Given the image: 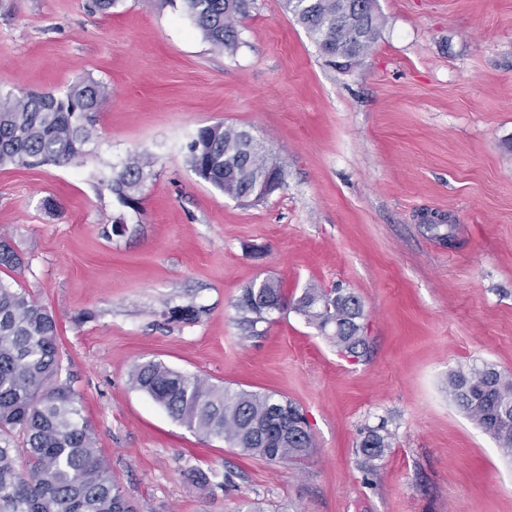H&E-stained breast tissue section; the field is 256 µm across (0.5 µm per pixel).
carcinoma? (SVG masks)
Instances as JSON below:
<instances>
[{
	"label": "carcinoma",
	"instance_id": "1",
	"mask_svg": "<svg viewBox=\"0 0 512 512\" xmlns=\"http://www.w3.org/2000/svg\"><path fill=\"white\" fill-rule=\"evenodd\" d=\"M183 8L203 37L220 51L239 46L237 22L249 16L253 0H182ZM325 61L336 65V51L348 45L353 25L364 20L372 37L379 34L374 12H358L357 0H285ZM110 95L91 78L71 83L61 94L9 93L0 99V167L62 166L86 155L93 137L92 114ZM254 150L258 166L270 164L285 186V173L269 161L265 147L244 138V129L222 122L198 129L189 146L192 170L220 192L239 202L259 201L255 185L261 173L241 168L240 158ZM150 162L133 156L125 166L99 179L125 207L134 208L150 175ZM23 258L0 238V269L17 271ZM241 309L254 314V328L267 308L287 299L280 281L268 280L257 293L244 290ZM355 294L335 288L330 296L306 288L294 303L338 351L363 356L364 306ZM134 386L190 430L223 439L244 453L283 463L310 456L314 444L309 422L294 403L273 394L232 392L199 376L185 375L160 362L138 365ZM448 395L498 447L512 456V374L488 364H474L448 376ZM390 447L382 428H370L360 442L369 461ZM0 512H135L97 454L94 434L82 415L79 396L61 380L54 315L20 285L0 281Z\"/></svg>",
	"mask_w": 512,
	"mask_h": 512
}]
</instances>
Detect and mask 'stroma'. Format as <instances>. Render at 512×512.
Masks as SVG:
<instances>
[{
	"instance_id": "stroma-1",
	"label": "stroma",
	"mask_w": 512,
	"mask_h": 512,
	"mask_svg": "<svg viewBox=\"0 0 512 512\" xmlns=\"http://www.w3.org/2000/svg\"><path fill=\"white\" fill-rule=\"evenodd\" d=\"M89 4L0 0L1 94L111 92L84 163L0 168V236L25 261L0 280L55 316L61 376L136 512H512V458L447 388L474 363L512 373V0H376L378 38L348 70L283 0H254L233 55L182 0ZM217 122L266 145L283 190L240 203L193 172L188 145ZM134 154L152 167L130 209L97 178ZM266 277L292 300L354 292L367 356L290 308L249 329L236 302ZM187 305L195 319H167ZM150 360L296 403L313 454L270 463L188 429L132 384ZM380 424L369 472L359 442Z\"/></svg>"
}]
</instances>
